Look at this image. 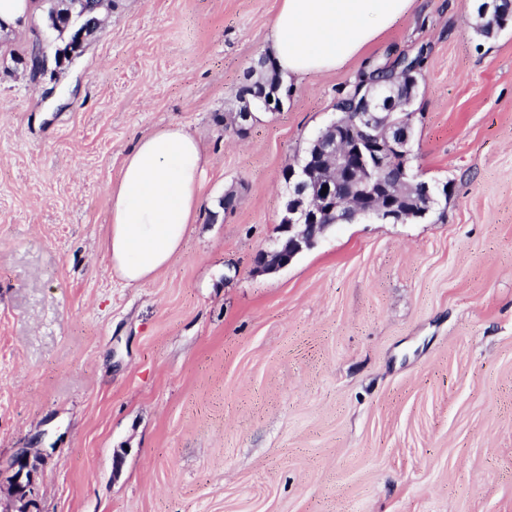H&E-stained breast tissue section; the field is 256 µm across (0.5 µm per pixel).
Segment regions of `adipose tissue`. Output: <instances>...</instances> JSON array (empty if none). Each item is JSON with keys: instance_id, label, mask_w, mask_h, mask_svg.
I'll return each mask as SVG.
<instances>
[{"instance_id": "adipose-tissue-1", "label": "adipose tissue", "mask_w": 512, "mask_h": 512, "mask_svg": "<svg viewBox=\"0 0 512 512\" xmlns=\"http://www.w3.org/2000/svg\"><path fill=\"white\" fill-rule=\"evenodd\" d=\"M419 0H281L269 54L285 78L335 70L402 22ZM206 159L186 129L170 127L139 140L127 155L105 248L130 285L149 281L180 253L195 223Z\"/></svg>"}]
</instances>
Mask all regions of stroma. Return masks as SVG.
<instances>
[{
    "label": "stroma",
    "mask_w": 512,
    "mask_h": 512,
    "mask_svg": "<svg viewBox=\"0 0 512 512\" xmlns=\"http://www.w3.org/2000/svg\"><path fill=\"white\" fill-rule=\"evenodd\" d=\"M478 3L424 0L241 137L224 115L280 0H105L38 72L47 21L0 32V512L23 450L33 512H512V27L478 36ZM423 45L409 164L447 198L258 271L285 168L366 64ZM171 126L208 159L198 220L128 285L111 189Z\"/></svg>",
    "instance_id": "1"
}]
</instances>
